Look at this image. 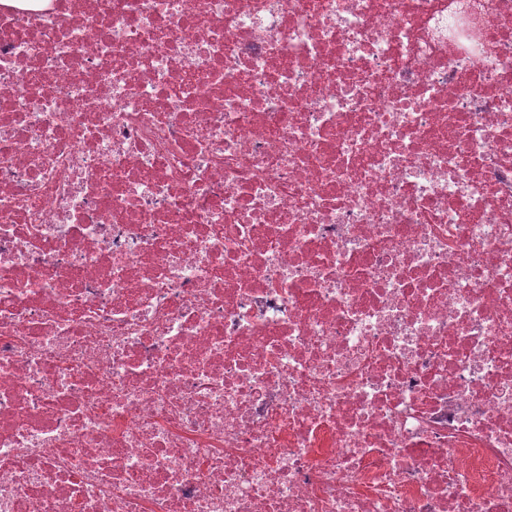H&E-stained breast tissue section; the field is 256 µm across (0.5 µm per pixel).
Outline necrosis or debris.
Here are the masks:
<instances>
[{
  "instance_id": "4bbe7bcc",
  "label": "necrosis or debris",
  "mask_w": 512,
  "mask_h": 512,
  "mask_svg": "<svg viewBox=\"0 0 512 512\" xmlns=\"http://www.w3.org/2000/svg\"><path fill=\"white\" fill-rule=\"evenodd\" d=\"M0 512H512V0H0Z\"/></svg>"
}]
</instances>
